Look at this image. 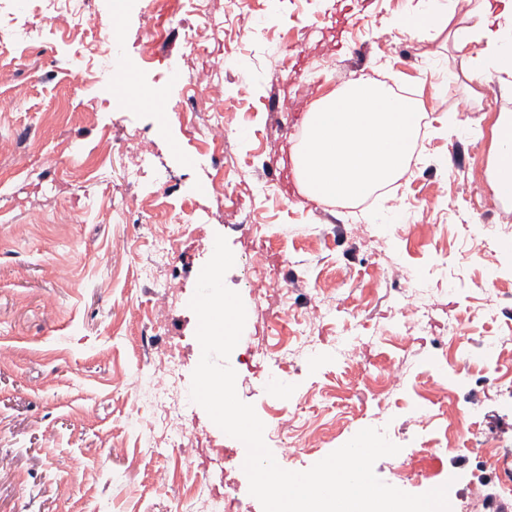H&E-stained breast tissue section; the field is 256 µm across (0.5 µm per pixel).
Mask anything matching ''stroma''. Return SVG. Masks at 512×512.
<instances>
[{"label":"stroma","instance_id":"obj_1","mask_svg":"<svg viewBox=\"0 0 512 512\" xmlns=\"http://www.w3.org/2000/svg\"><path fill=\"white\" fill-rule=\"evenodd\" d=\"M415 2L252 0L258 28L243 35L229 0H138L124 12L119 41L132 64L124 79L141 91L133 103L112 83H77L75 70L94 62L90 35L48 30L23 55L10 33L0 31V62L20 64L29 82L17 111L0 112V135L25 142L20 157H0V453L15 456L13 472L0 473V512H199L195 498L153 480L173 466L193 476L195 465L176 463L171 449L137 427L154 410L149 350L171 339L180 345L179 388L197 431L209 447L246 457V448L189 399L201 355L189 302L219 234L235 258L224 282L247 311L228 359L239 398L267 426L274 408L297 414L299 423L324 425L321 442L283 469L308 470L372 427L389 432L401 448L376 461L381 480L411 494L451 480L452 512H483L479 500L497 488L476 477L477 445L468 427L480 425L512 448V344L497 369L484 370L478 361L483 343L512 323V256L497 247L478 254L470 243L483 225H512V201L495 199L487 178L492 127L499 113H512V80L491 73L480 97L471 96L464 65L484 45L455 49L444 29L396 32L384 44L385 20ZM205 14L223 31L206 54L195 55L185 46L184 27ZM152 26L158 36L147 47L142 35ZM202 70L223 83L232 111L227 170L246 169L267 188L258 196L238 188L255 226L248 233L214 190L199 144L174 116L187 98L185 78ZM175 72L181 83H172ZM251 77L259 89L249 87ZM358 78L392 82L419 101L426 119L421 154L409 160L404 178L361 207L289 197L281 172L299 141L300 109ZM283 118L290 134L268 138ZM132 130L153 141V161L166 171V184L120 179L124 159L117 150ZM459 186L466 195L456 194ZM121 194L143 198L153 213L189 211L202 226V238L186 239L170 267L184 285L180 299L165 298L140 275L153 259L146 241L113 255V238L135 232L112 219L111 201ZM368 215L375 239L369 250L349 232ZM264 242L282 277L290 276L294 261L306 266L309 286L289 289L285 300L295 314H304L320 289L337 305L315 335L319 357L288 368L279 394L271 390L274 370L262 353L278 341L267 316L283 300L272 293L255 300L243 277L246 257ZM386 265L423 276L431 306L425 330L403 319L387 288L377 285V270ZM493 292L505 302L492 318L485 299ZM158 313L167 319L164 333L148 335L145 318ZM458 319L470 321L473 333L449 339L448 323ZM340 336L351 339L369 380L333 356ZM458 349L474 356L466 368L472 381L442 390L436 362ZM398 359L407 366L403 387L390 396L372 394ZM421 391L433 397L434 422L425 427L410 410ZM440 424L461 427L456 447L419 455L420 446L435 443ZM57 455L69 459L72 477L55 471ZM408 457L412 476L399 468Z\"/></svg>","mask_w":512,"mask_h":512}]
</instances>
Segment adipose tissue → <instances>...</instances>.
<instances>
[{"label":"adipose tissue","mask_w":512,"mask_h":512,"mask_svg":"<svg viewBox=\"0 0 512 512\" xmlns=\"http://www.w3.org/2000/svg\"><path fill=\"white\" fill-rule=\"evenodd\" d=\"M502 10L496 27H489L486 17L490 12L489 0H469V26L457 27L454 31L456 47L468 42H484L482 57L471 61L468 77L474 88H481L488 72L494 71L512 76V0H499ZM451 13H435L429 0H419L416 7L397 15L390 29L406 33L426 32L439 25L450 23ZM491 187L496 198H512V114L501 113L495 130L493 151L489 160Z\"/></svg>","instance_id":"1"}]
</instances>
